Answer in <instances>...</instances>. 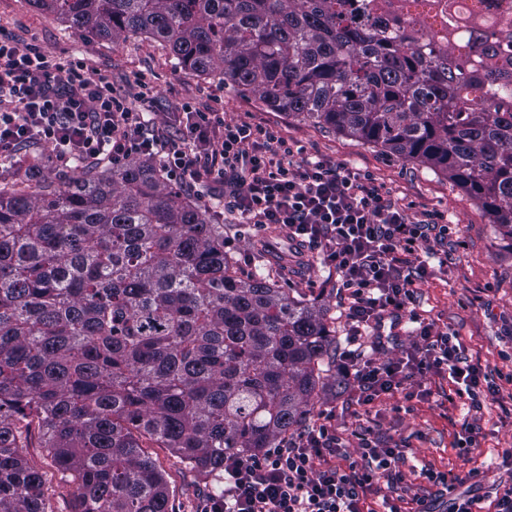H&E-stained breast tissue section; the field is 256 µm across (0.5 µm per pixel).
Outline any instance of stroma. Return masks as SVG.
<instances>
[{
	"label": "stroma",
	"mask_w": 512,
	"mask_h": 512,
	"mask_svg": "<svg viewBox=\"0 0 512 512\" xmlns=\"http://www.w3.org/2000/svg\"><path fill=\"white\" fill-rule=\"evenodd\" d=\"M0 32L13 35L21 47L36 46L58 60L84 59L90 73L106 76L117 93L127 95L135 77L153 87L148 110L157 122L178 134L183 102H194L203 111L223 112L225 121L259 124L286 139L290 161L299 166L316 158L345 164L370 174L392 199L408 206L412 216L433 214L436 221L454 227L448 242L431 260V274L416 282L410 303L403 310L384 313L373 343L364 347L365 358L379 362L401 357L413 348L416 335L412 317L454 332L466 357L485 368L487 380L498 388L495 399L481 410L455 393L447 375L415 378L405 391L380 396L372 404H358L349 391L325 386L309 406L302 426H316L323 412H332V426L341 437L343 450L338 465L357 458V433L368 434L383 448H399L398 466L405 488L382 485L372 496L370 508L383 498L398 501L401 512H414V496H434L437 488L423 476L425 470L447 473L449 481L463 480L464 490L477 497L474 512H490L497 485L506 477L502 451L512 448V242L500 239L477 203L447 177L399 159L391 152L336 132L301 122L267 108L254 97H244L225 87L216 76H199L176 68L168 50L143 36L124 41L84 39L29 0H0ZM198 200L211 223L224 227L233 257L243 269L254 264L252 243L256 234L247 224L236 223L224 209V187L203 183L185 188ZM286 286L316 296L336 326L337 348L345 350L349 328L343 315L344 292L334 271L319 255L306 253L303 260L282 273ZM478 426L479 443L462 453L455 444L468 427ZM148 454L162 471L173 495V512H204L210 498V479L185 466L167 448L147 444ZM27 458L44 474L50 512H76L73 487L65 483L43 449H26Z\"/></svg>",
	"instance_id": "obj_1"
}]
</instances>
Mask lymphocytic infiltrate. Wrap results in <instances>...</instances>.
Returning a JSON list of instances; mask_svg holds the SVG:
<instances>
[{"instance_id":"1","label":"lymphocytic infiltrate","mask_w":512,"mask_h":512,"mask_svg":"<svg viewBox=\"0 0 512 512\" xmlns=\"http://www.w3.org/2000/svg\"><path fill=\"white\" fill-rule=\"evenodd\" d=\"M137 92L116 94L107 77L90 76L82 59L53 61L36 49H20L0 34V155L12 159L21 146L52 145L61 166L137 156L159 163L170 180L224 185V207L256 230L282 225L291 241L320 254L344 288L350 349L342 370L358 403L403 389L415 377L447 374L472 408L495 397L483 384L480 362L469 360L454 333L420 323V347L386 362L363 359L357 344L384 311L403 309L415 281L428 269L418 264L401 274L399 254H435L452 232L433 218H411L365 174L323 158L292 167L287 140L248 122L228 123L216 112L184 102L185 123L170 137L133 109L148 103L152 88L136 80ZM339 439L330 425L304 430L258 457L224 459V494L209 512H364L379 481L403 483L396 465L401 449L359 439V457L346 466L321 467L336 456Z\"/></svg>"}]
</instances>
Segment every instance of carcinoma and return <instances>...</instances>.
<instances>
[{"instance_id": "obj_1", "label": "carcinoma", "mask_w": 512, "mask_h": 512, "mask_svg": "<svg viewBox=\"0 0 512 512\" xmlns=\"http://www.w3.org/2000/svg\"><path fill=\"white\" fill-rule=\"evenodd\" d=\"M30 0L80 37L175 65L444 173L512 241V28L499 0ZM159 168L0 187V512H48L38 437L77 512H170L147 435L224 495L318 397L336 329Z\"/></svg>"}]
</instances>
